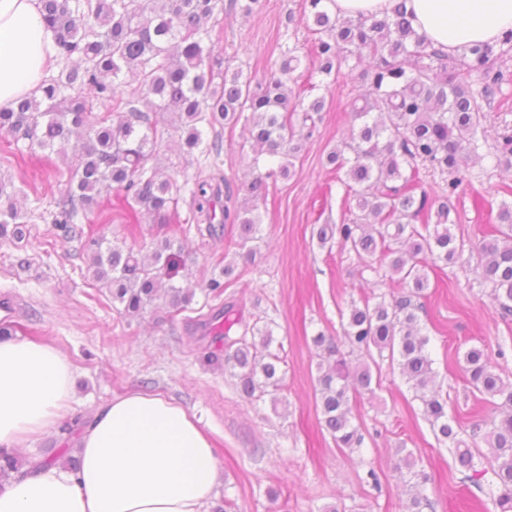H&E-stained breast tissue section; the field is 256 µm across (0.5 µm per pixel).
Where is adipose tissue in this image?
Instances as JSON below:
<instances>
[{
	"mask_svg": "<svg viewBox=\"0 0 512 512\" xmlns=\"http://www.w3.org/2000/svg\"><path fill=\"white\" fill-rule=\"evenodd\" d=\"M402 4L434 49L462 55L512 33V0H334L337 15H383ZM57 53L39 0H0V110L38 90ZM73 371L49 341L0 338V447L20 448L67 416ZM80 467L12 475L0 512H210L218 458L200 420L159 392L97 407L83 426Z\"/></svg>",
	"mask_w": 512,
	"mask_h": 512,
	"instance_id": "adipose-tissue-1",
	"label": "adipose tissue"
}]
</instances>
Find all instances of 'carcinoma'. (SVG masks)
I'll use <instances>...</instances> for the list:
<instances>
[{
  "label": "carcinoma",
  "instance_id": "1",
  "mask_svg": "<svg viewBox=\"0 0 512 512\" xmlns=\"http://www.w3.org/2000/svg\"><path fill=\"white\" fill-rule=\"evenodd\" d=\"M43 18L53 31L57 59L69 61L47 78L40 95L18 101L0 111V133L28 141V150L56 155L73 150L77 164L67 170L53 223L74 234L79 211L95 214L97 223L112 222V207L104 197L115 193L128 208L127 218L153 224L179 218L180 201L189 194L193 219L210 224L215 219L208 183L186 172L170 173L159 163V130L152 115H176L182 130V148L209 153L218 143L203 137V129L237 123L250 113L253 152L250 177L238 185L242 203L222 209L223 222L240 226L239 240L224 243V251L245 249L257 239L259 201L269 195L277 179L286 178L303 143L312 135L313 114L325 107V98L309 102L292 95L302 59L283 52L278 68L256 78L238 69L228 73L216 53L218 39L209 26L220 0H41ZM307 22L317 34L311 65L317 73L338 78L355 58L363 66V88L351 107L349 139L327 154L331 170L345 171L344 202L352 218L342 224H322L316 237L322 247L339 237L341 247L372 268L369 259L380 255L385 273L402 291L366 297L352 304L341 321L343 338L351 349L363 352L351 363L339 340L320 332L313 344L320 349L318 394L322 422L337 447L350 450L362 438L353 423L352 400L372 390V349L389 351L391 360L415 393L438 442L448 445L462 481L473 483L485 495L477 507L493 504L512 512V382L504 381L488 364L483 349L473 346L463 357L467 382L483 401L499 412L476 424L473 438L488 453L480 454L459 438L460 422L448 416V401L435 386L430 338L423 333L418 299L429 287V272L439 264L455 262L462 245L448 225V201L434 205L422 187V173L432 169L450 175L448 196L463 183L459 161L480 157L474 134L484 108L490 105L512 75L497 66L512 51V35L503 46L475 44L457 58L440 55L412 28L397 9L383 16L340 18L334 0H306ZM137 85L125 89L122 72ZM491 157L495 168L512 170V130L499 134ZM17 189L0 178V239L22 236L27 215L13 202ZM499 227L478 244L480 277L491 285L496 313L512 319V204L501 205ZM89 270L104 283L117 311L130 318L162 303L177 315L190 309L196 293L215 297L225 284L211 279L200 289L173 282L183 240L167 236L145 251L113 245L105 236L89 239ZM197 330L211 332L224 326V369L249 400L270 398L277 404L283 387V357L270 350L273 330L229 317L227 307L187 318ZM241 333L231 335L234 326ZM62 451L39 457H21L0 448V488L22 466L59 464L74 471L78 459ZM397 470L409 496L408 512L432 508L425 494L429 476L417 469L411 451L399 448ZM491 479L480 480L486 475Z\"/></svg>",
  "mask_w": 512,
  "mask_h": 512
}]
</instances>
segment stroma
<instances>
[{"label": "stroma", "mask_w": 512, "mask_h": 512, "mask_svg": "<svg viewBox=\"0 0 512 512\" xmlns=\"http://www.w3.org/2000/svg\"><path fill=\"white\" fill-rule=\"evenodd\" d=\"M215 20L223 33V57L233 70L261 76L278 47H295L303 56L312 49L303 0H263L249 16L233 0H223ZM303 82L307 99L325 98V110L316 115V130L292 175L258 205L256 253L235 257L237 281L209 301L215 307L233 304L247 323L271 325L285 358L279 405L244 398L223 364L206 359L223 355L222 341L197 339L182 316L162 306L138 319L117 312L108 288L92 277L85 238L64 236L52 222L65 168L57 155L40 152L21 164L0 162V176L37 185L17 197L30 213L24 238L0 239V302L12 307L17 338L48 340L70 359L71 417L90 419L97 406L132 390L162 392L195 413L219 459L214 497L229 500L234 512H325L330 506L338 512H405L408 496L395 468L399 448L412 451L430 475L426 493L433 512H476L479 490L463 482L389 357H377L371 391L352 403L363 435L359 450L338 448L320 422L313 336L341 335L340 316L352 301L392 286L380 273L359 271L353 254L320 248L315 236L316 225L343 220V187L324 162L349 133L350 105L360 83L353 76L333 83L317 73ZM158 127L164 132L157 147L162 165L202 174L212 185L236 186L247 177L252 151L243 124L221 128V150L209 156L181 149L172 115L160 116ZM462 172L466 181L448 203V223L463 253L431 274L420 317L437 381L450 395L448 413L467 431L483 404L463 379L465 351L483 348L495 372L512 382V321L496 315L489 286L473 272L476 246L496 223L492 210L505 201L501 188L512 185V173L485 159L469 161ZM178 229L146 219L129 224L116 211L104 232L113 244L137 248ZM238 235V225L218 218L208 229L190 226L184 254L189 280L220 277L224 243ZM371 469L379 487L366 479Z\"/></svg>", "instance_id": "stroma-1"}]
</instances>
